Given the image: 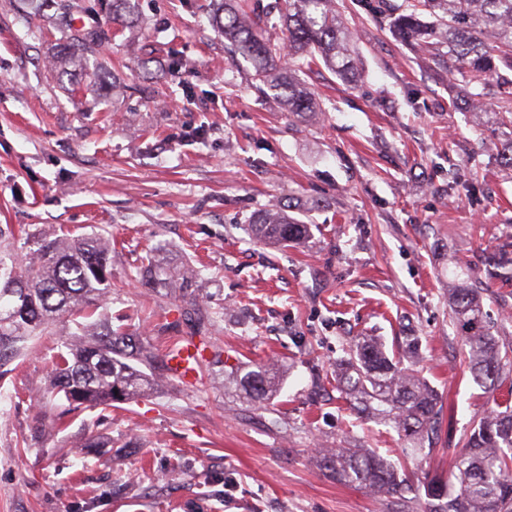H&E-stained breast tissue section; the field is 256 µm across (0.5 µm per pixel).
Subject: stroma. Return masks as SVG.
<instances>
[{
	"mask_svg": "<svg viewBox=\"0 0 512 512\" xmlns=\"http://www.w3.org/2000/svg\"><path fill=\"white\" fill-rule=\"evenodd\" d=\"M131 25L99 55L96 77L52 67L50 0H0V225L31 235L99 233L112 241L113 327L152 355L216 313L205 335L220 362L193 385L162 376L131 404L62 412L48 384L66 331L35 337L0 379V512H385L316 464L353 443L422 473L449 469L492 397L469 371L448 303L467 270L487 324L512 346V132L474 112L461 77L419 60L355 3V79L299 71L317 111L298 118L252 86L210 18L215 0H131ZM456 183H449V173ZM270 205L313 224L280 249L247 231ZM199 273L197 303L139 283L142 257ZM388 353L417 337L413 368L441 396L434 448L405 459L393 429L353 413L336 389L350 346ZM282 366L258 407L233 368ZM109 448L86 447L89 437Z\"/></svg>",
	"mask_w": 512,
	"mask_h": 512,
	"instance_id": "35a3bbf8",
	"label": "stroma"
}]
</instances>
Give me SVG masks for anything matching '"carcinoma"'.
Instances as JSON below:
<instances>
[{
  "mask_svg": "<svg viewBox=\"0 0 512 512\" xmlns=\"http://www.w3.org/2000/svg\"><path fill=\"white\" fill-rule=\"evenodd\" d=\"M248 0H224L214 22L231 52L249 61L253 79L267 87L298 117L314 111L310 91L288 77L291 66L319 63L346 76L354 74L349 51L353 33L343 24L336 0H276L286 32L273 42L260 32V16L246 11ZM371 18L405 42L430 54L447 48L455 71L464 79L472 109L483 104L491 88L512 85V0H407L402 10L392 0H358ZM424 13L434 21L420 20ZM71 5L59 4L56 25L63 33L56 56L60 68L87 67L111 30L80 32L71 27ZM254 239L286 248L308 236L311 227L282 207L256 215L249 224ZM29 261L14 245L10 225L0 226V376L23 357L36 336L58 322H70L54 356L49 391L72 408H112L150 394L156 366L133 334L112 329L108 298L112 279V246L100 234L73 238L32 237ZM152 288L188 287L193 270L170 275L154 261L139 268ZM456 326L468 347L473 380L494 393L500 371L512 363L484 320L483 302L461 282L448 296ZM278 364L259 365L232 378L242 398L258 405L277 392ZM339 391L358 413L366 412L395 430L404 447L420 454L430 442L439 418L438 395L400 359L390 357L374 340L357 342L343 361ZM313 460L336 480L368 489L385 498L405 492L424 494L422 512H512V406L501 403L475 422L452 469L419 480L393 460L370 448H318Z\"/></svg>",
  "mask_w": 512,
  "mask_h": 512,
  "instance_id": "cac0c4a2",
  "label": "carcinoma"
}]
</instances>
